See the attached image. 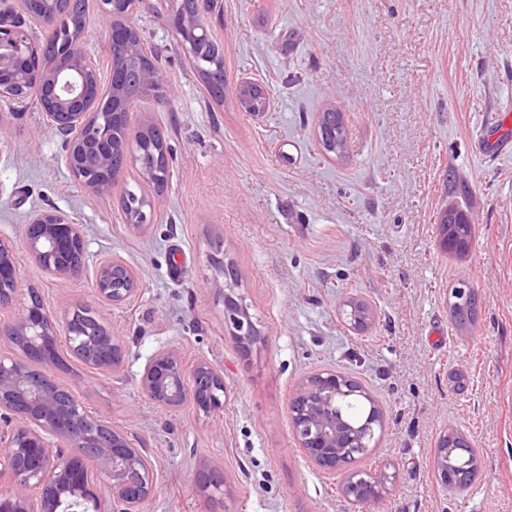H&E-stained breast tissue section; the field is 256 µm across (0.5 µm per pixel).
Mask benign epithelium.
Masks as SVG:
<instances>
[{
  "label": "benign epithelium",
  "instance_id": "7a95c632",
  "mask_svg": "<svg viewBox=\"0 0 512 512\" xmlns=\"http://www.w3.org/2000/svg\"><path fill=\"white\" fill-rule=\"evenodd\" d=\"M217 0H193L194 10L181 17L184 0H140V10L166 19L181 36L187 59L208 41L203 21ZM47 9L27 14L39 30L31 35L25 23L0 10V95L10 89L13 99L36 101L45 126L61 135L62 151L73 179L99 194L112 195L128 164L153 145L154 127L125 126L117 148L112 144L109 105L131 108L114 85L103 84L97 69L81 48L85 26L83 0H46ZM102 17L126 28L127 15L117 0H98ZM143 88L156 92V101L172 97L168 76L161 68L143 67L131 76ZM129 229L143 232L153 223L154 205L133 192L120 203ZM21 251L45 274L61 280L81 277L87 252L81 225L56 209L31 214L21 234ZM138 291L132 269L119 258L94 264L96 303L118 307ZM22 292L18 250L0 242V310L11 309ZM346 320L354 329L367 326L369 313L357 301L346 303ZM224 320L231 338L247 351L261 339L260 332L232 295L224 294ZM91 327L81 312L58 318L46 308L39 292L27 289L19 316L0 323V339L13 349L0 355V417L11 427L0 431V478L11 483L0 494V512H143L153 491L154 466L133 446L127 432L93 414L73 391L47 371L63 347L92 368L111 375L124 372L121 348L102 323ZM39 362L36 368L32 362ZM142 394L159 408L177 411L191 404L206 416L224 411V373L206 359L189 366L175 347L152 354L137 379ZM370 396L354 377L334 368L303 376L289 400V417L297 447L306 460L326 474H343L342 494L354 508L386 499L383 479L355 463L376 447L385 415L373 402L360 420H351L336 406L352 407ZM457 436L445 433L437 442L433 466L441 487L472 483L475 472L452 462L448 448ZM201 488L223 492L224 473L210 471Z\"/></svg>",
  "mask_w": 512,
  "mask_h": 512
}]
</instances>
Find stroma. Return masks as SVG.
Returning a JSON list of instances; mask_svg holds the SVG:
<instances>
[{
  "instance_id": "35a3bbf8",
  "label": "stroma",
  "mask_w": 512,
  "mask_h": 512,
  "mask_svg": "<svg viewBox=\"0 0 512 512\" xmlns=\"http://www.w3.org/2000/svg\"><path fill=\"white\" fill-rule=\"evenodd\" d=\"M133 21L177 89L131 114L162 125L171 152L163 189L137 168L124 175L154 203L152 224L132 233L117 196L73 180L35 103L0 101V240L55 208L80 224L89 261L135 271L138 292L99 309L123 379L74 359L54 376L146 449L156 470L144 512H350L341 477L310 466L291 434L292 391L320 368L360 379L383 407L360 462L388 477L383 512H512V142L486 146L495 127L512 129V0H218L205 23L224 53L220 105L157 15ZM107 39L98 0H86L82 48L104 76ZM245 80L269 93L261 116L237 103ZM331 104L346 128L339 158L316 139ZM451 204L472 227L461 256L440 245ZM224 261L265 336L248 353L224 323ZM20 264L54 316L92 302V272L60 281ZM463 283L480 300L466 328L448 306ZM351 297L375 313L366 331L340 315ZM161 346L223 371L220 418L142 396L137 374ZM447 431L477 458L457 495L433 471ZM202 468L223 470V495H200Z\"/></svg>"
}]
</instances>
